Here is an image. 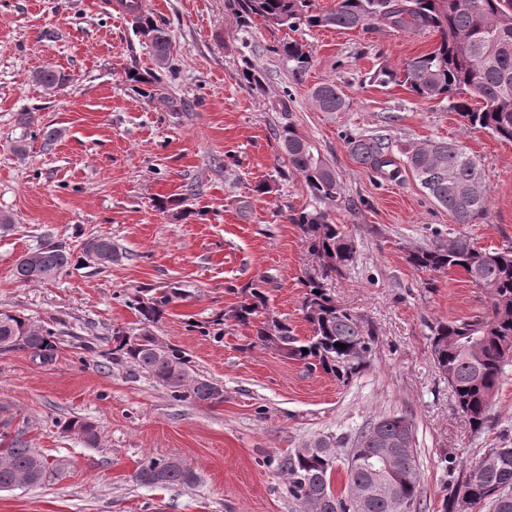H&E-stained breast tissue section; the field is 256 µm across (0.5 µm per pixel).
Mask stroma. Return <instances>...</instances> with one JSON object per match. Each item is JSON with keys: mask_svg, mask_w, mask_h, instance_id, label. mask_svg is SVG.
Segmentation results:
<instances>
[{"mask_svg": "<svg viewBox=\"0 0 512 512\" xmlns=\"http://www.w3.org/2000/svg\"><path fill=\"white\" fill-rule=\"evenodd\" d=\"M102 2L0 0V214L13 220L0 228V311L53 329L57 345L49 363L27 350L0 352V439L22 440L58 469L40 486L0 491V512H295L271 459L388 414L415 428L418 512H445L477 450L512 439V366L489 422L473 434L434 362L430 327L478 313L485 294L461 272L417 271L408 256L461 232L483 248L512 246V142L464 132L447 103L371 83L378 66L400 68L435 35L379 23L294 32L259 19L244 30L227 0H142L168 31L177 67L163 77L167 97L151 99L127 79L155 72L148 41L132 16ZM292 38L313 53L299 75L275 52ZM249 63L261 70L262 88L244 80ZM44 68L67 74V86L36 85L32 76ZM323 82L339 88L346 108L321 112L310 103ZM173 98L185 111H172ZM23 112L36 132L26 141ZM285 119L341 177L342 204L330 215L357 254L325 286L368 320L377 341L347 384L252 344L251 328L220 321L239 289L261 278L269 316L309 334L300 281L319 260L287 220L309 194L274 137ZM42 130L54 141L39 138ZM372 134L391 139L403 168L407 150L424 141L463 142L491 191L487 220L457 224L410 172L389 181L358 164L347 140ZM261 182L269 193L256 192ZM189 185L195 193L180 209L157 210L158 199ZM101 235L118 250L105 269L81 252ZM49 241L73 250L71 264L48 280L17 283L19 258ZM172 286L184 294L151 332L184 351L191 374L217 383L223 401L172 397L147 373L112 362L115 332L139 325L128 295ZM73 417L96 425V444L63 431ZM147 457L182 459L196 488L137 484Z\"/></svg>", "mask_w": 512, "mask_h": 512, "instance_id": "obj_1", "label": "stroma"}]
</instances>
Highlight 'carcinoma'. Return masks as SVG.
<instances>
[{"label":"carcinoma","instance_id":"cac0c4a2","mask_svg":"<svg viewBox=\"0 0 512 512\" xmlns=\"http://www.w3.org/2000/svg\"><path fill=\"white\" fill-rule=\"evenodd\" d=\"M310 0H232L240 23L247 27L256 17L291 31L304 28L336 27L365 30L381 19L394 29L430 32L436 44L427 52L408 59L401 68L380 67L372 82L408 87L421 100L448 102L468 132L484 131L512 142V0H336L324 14L309 12ZM136 24L148 38L159 70L174 69V53L168 32L159 27L137 3L130 5ZM291 71L302 73L312 64L310 51L295 40L276 49ZM33 80L47 90L64 86L68 78L53 69H42ZM136 92L150 96L162 83L155 73L148 79L134 74ZM310 99L322 112H339L346 101L337 87L321 83L310 91ZM275 137L285 156L288 170L302 177L312 202L293 210L289 223L295 224L322 260V272L302 281L301 310L311 334L300 339L287 320L273 319L254 325L256 343H279L286 357L303 362L311 372L320 370L348 383L364 370L376 343L372 326L362 317L336 306L323 288L322 280L342 276L354 262V243L330 218L324 205L341 198L340 176L295 126L284 123ZM351 155L363 167L389 179L400 169L393 159V145L383 135L351 137ZM407 167L425 193L448 210L457 224H479L490 211V191L481 166L465 146L455 140H430L407 155ZM87 249L102 267L118 257L112 240L97 236ZM418 271H460L469 282L486 293L483 311L461 320L440 321L431 326L432 351L437 368L448 380L458 410L473 432H480L489 419L492 400L502 384L506 368L512 365V247L486 249L463 234L418 248L409 255ZM71 263V250L63 243H49L25 254L14 276L27 284L61 272ZM181 296L176 287L153 289L134 295L133 309L139 322L151 325L162 319L168 306ZM268 307V296L260 284L248 288L244 300L224 312V319L248 325L259 311ZM17 336L25 348L44 362L53 359L54 333L19 314L0 311V346ZM112 360L131 364L152 377L179 398L212 403L223 399L222 389L205 377H194L189 360L180 349L162 346L146 329L131 336H117ZM308 352H302V349ZM64 431L74 432L89 445L98 440L94 423L79 418L65 422ZM415 435L411 421L402 415H385L359 431L336 437H319L303 448L277 458L276 472L283 477L288 495L298 512H416L420 504L418 450L399 461V468L413 472L412 479H398L396 468L386 467L378 454L388 442L404 432ZM12 460V469L0 470V486L23 476L28 485H40L53 478L56 470L34 449L19 441L0 447ZM344 451L347 483L333 489V473ZM134 480L148 487H191L197 476L176 458H147L140 462ZM451 512H512V441L504 439L480 450L470 464L464 484L450 495Z\"/></svg>","mask_w":512,"mask_h":512}]
</instances>
